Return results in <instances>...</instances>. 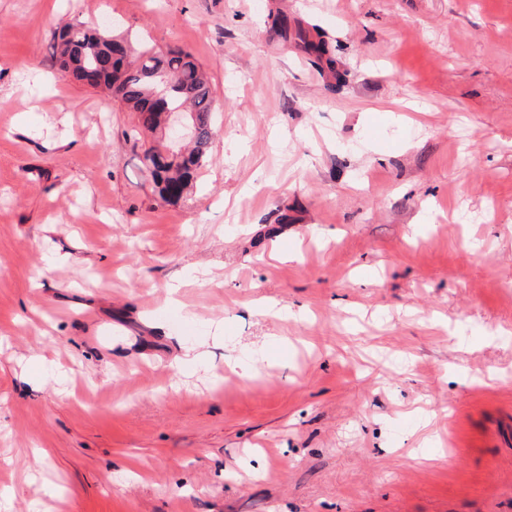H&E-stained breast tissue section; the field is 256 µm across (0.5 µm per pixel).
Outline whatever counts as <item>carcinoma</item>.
Returning a JSON list of instances; mask_svg holds the SVG:
<instances>
[{"label": "carcinoma", "instance_id": "1", "mask_svg": "<svg viewBox=\"0 0 512 512\" xmlns=\"http://www.w3.org/2000/svg\"><path fill=\"white\" fill-rule=\"evenodd\" d=\"M52 39L55 69L108 90L112 100L137 113L141 130L164 129L168 112L184 114L191 146L172 151L163 162L147 149L142 164L161 201L185 198L208 162L216 132L211 88L196 57L181 48L162 53L128 32L105 35L78 20L54 31Z\"/></svg>", "mask_w": 512, "mask_h": 512}]
</instances>
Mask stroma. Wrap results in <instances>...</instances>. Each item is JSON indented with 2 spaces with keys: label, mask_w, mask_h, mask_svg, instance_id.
I'll use <instances>...</instances> for the list:
<instances>
[{
  "label": "stroma",
  "mask_w": 512,
  "mask_h": 512,
  "mask_svg": "<svg viewBox=\"0 0 512 512\" xmlns=\"http://www.w3.org/2000/svg\"><path fill=\"white\" fill-rule=\"evenodd\" d=\"M77 19L206 71L178 204L136 113L52 67ZM5 488L10 512H512V0H0Z\"/></svg>",
  "instance_id": "35a3bbf8"
}]
</instances>
